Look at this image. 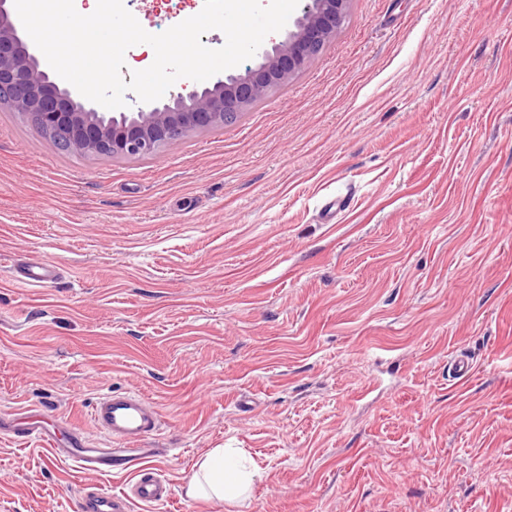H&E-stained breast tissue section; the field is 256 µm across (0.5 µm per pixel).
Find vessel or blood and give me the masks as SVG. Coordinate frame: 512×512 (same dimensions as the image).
I'll return each instance as SVG.
<instances>
[{"label": "vessel or blood", "mask_w": 512, "mask_h": 512, "mask_svg": "<svg viewBox=\"0 0 512 512\" xmlns=\"http://www.w3.org/2000/svg\"><path fill=\"white\" fill-rule=\"evenodd\" d=\"M18 279L25 284L40 287L56 277L52 264L31 259L15 268ZM91 418L97 429L112 443L132 446V459L143 460L152 456L146 448L147 440L156 436L162 420L159 412L148 406L139 396L130 392H110L102 395L91 410ZM63 429L70 433L65 446H58L56 434L41 425H12L15 435L43 443L51 455L74 463L79 469L105 474L112 470V457L97 454L88 448L77 428L63 422ZM133 493L109 492L101 488L87 491L77 502L76 512H131L133 502L159 506L172 496L170 483L150 472L140 473L133 485Z\"/></svg>", "instance_id": "1"}]
</instances>
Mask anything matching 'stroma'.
I'll use <instances>...</instances> for the list:
<instances>
[{
  "instance_id": "obj_1",
  "label": "stroma",
  "mask_w": 512,
  "mask_h": 512,
  "mask_svg": "<svg viewBox=\"0 0 512 512\" xmlns=\"http://www.w3.org/2000/svg\"><path fill=\"white\" fill-rule=\"evenodd\" d=\"M128 9L152 34L200 11ZM28 257L59 278L15 282ZM110 391L163 419L172 499L131 512H512V0H351L288 86L151 157L0 107V417L106 449ZM213 448L262 469L244 503L185 495ZM135 478L0 435V512Z\"/></svg>"
}]
</instances>
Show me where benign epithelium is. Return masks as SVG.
Segmentation results:
<instances>
[{
    "instance_id": "1",
    "label": "benign epithelium",
    "mask_w": 512,
    "mask_h": 512,
    "mask_svg": "<svg viewBox=\"0 0 512 512\" xmlns=\"http://www.w3.org/2000/svg\"><path fill=\"white\" fill-rule=\"evenodd\" d=\"M13 0H0V106L26 117L55 148L96 157H146L194 130L235 123L283 87L336 35L351 0H306L284 39L256 52L259 63L162 104L106 114L60 85L18 28Z\"/></svg>"
}]
</instances>
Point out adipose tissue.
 I'll return each mask as SVG.
<instances>
[{
    "label": "adipose tissue",
    "instance_id": "obj_1",
    "mask_svg": "<svg viewBox=\"0 0 512 512\" xmlns=\"http://www.w3.org/2000/svg\"><path fill=\"white\" fill-rule=\"evenodd\" d=\"M262 473L246 465L236 449L214 448L206 452L186 480L190 498H207L234 503L242 500Z\"/></svg>",
    "mask_w": 512,
    "mask_h": 512
}]
</instances>
